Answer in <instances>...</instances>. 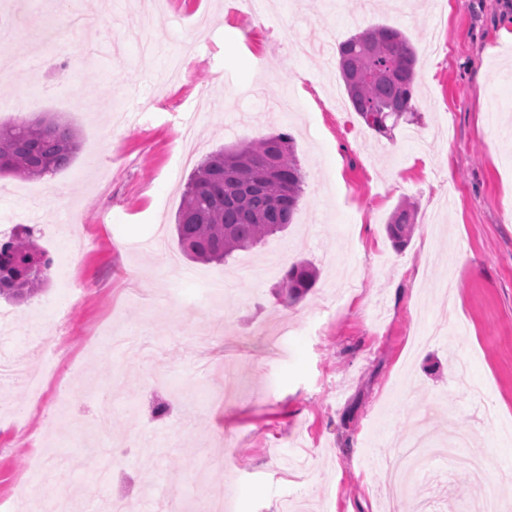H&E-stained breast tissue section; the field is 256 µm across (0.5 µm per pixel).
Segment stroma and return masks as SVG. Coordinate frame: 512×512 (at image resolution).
I'll return each instance as SVG.
<instances>
[{"mask_svg":"<svg viewBox=\"0 0 512 512\" xmlns=\"http://www.w3.org/2000/svg\"><path fill=\"white\" fill-rule=\"evenodd\" d=\"M63 13L33 70L0 73V123L57 115L79 133L63 171L0 177V240L32 228L52 262L28 303L0 299V495L16 474L53 469L44 488L82 496L92 459L125 445L99 501L128 512H193L223 489L231 512H280L282 498L325 512H387L392 435L425 416V445L472 436L491 487L512 496V8L505 0H0L28 54ZM417 54L420 119L391 136L354 111L337 46L374 25ZM321 26L323 53L289 43ZM40 85L42 95L30 99ZM150 111H140L144 99ZM288 133L306 175L288 230L224 264L168 268L142 240L174 234L198 163L220 149ZM415 206L396 249L385 226ZM80 210L82 222L68 216ZM92 282L78 306L60 277ZM308 262L316 285L288 305L275 286ZM247 268L221 310L192 305ZM142 271L144 283L126 271ZM112 324L152 355L94 348ZM63 326V364L42 403L31 341ZM233 373L221 405L207 395ZM165 407L157 415V407ZM482 492L445 464L415 477L405 512H457Z\"/></svg>","mask_w":512,"mask_h":512,"instance_id":"35a3bbf8","label":"stroma"}]
</instances>
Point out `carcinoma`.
Wrapping results in <instances>:
<instances>
[{
	"label": "carcinoma",
	"mask_w": 512,
	"mask_h": 512,
	"mask_svg": "<svg viewBox=\"0 0 512 512\" xmlns=\"http://www.w3.org/2000/svg\"><path fill=\"white\" fill-rule=\"evenodd\" d=\"M416 54L403 33L381 25L339 44L337 66L349 101L363 122L389 136L404 119L414 121ZM79 150L75 129L56 116L0 126V174L41 178L68 167ZM305 176L292 137L279 133L217 151L196 169L184 191L175 234L193 261L221 263L236 251L255 247L292 223ZM415 211L398 207L386 224L395 247L405 245ZM51 262L31 247L23 231L0 244V297L27 302L49 279ZM316 277L304 263L291 265L278 283L285 303L301 300Z\"/></svg>",
	"instance_id": "cac0c4a2"
}]
</instances>
